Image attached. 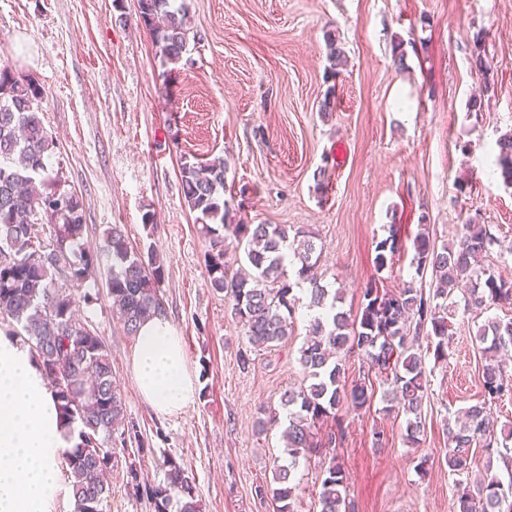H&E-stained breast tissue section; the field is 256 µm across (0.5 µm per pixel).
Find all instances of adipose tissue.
Masks as SVG:
<instances>
[{"label":"adipose tissue","mask_w":512,"mask_h":512,"mask_svg":"<svg viewBox=\"0 0 512 512\" xmlns=\"http://www.w3.org/2000/svg\"><path fill=\"white\" fill-rule=\"evenodd\" d=\"M131 364L156 412L194 403L182 338L167 316L141 324ZM76 437L28 346L0 335V512H50L61 490L58 461Z\"/></svg>","instance_id":"adipose-tissue-1"}]
</instances>
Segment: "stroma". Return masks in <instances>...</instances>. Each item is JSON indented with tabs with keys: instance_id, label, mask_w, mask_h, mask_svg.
<instances>
[{
	"instance_id": "obj_1",
	"label": "stroma",
	"mask_w": 512,
	"mask_h": 512,
	"mask_svg": "<svg viewBox=\"0 0 512 512\" xmlns=\"http://www.w3.org/2000/svg\"><path fill=\"white\" fill-rule=\"evenodd\" d=\"M191 33L177 70L165 65L137 0H0V67L44 87V124L56 141L60 184L84 202L91 248L123 225L134 248L154 247L165 268V313L182 338L196 399L161 414L139 395L131 370L134 338L106 291L76 308L105 342L125 414L151 446L145 482L164 481V457L183 462L202 512H275L254 487L272 478L282 426L258 434L260 408L286 413L280 395L303 379L299 350L308 333L300 293L292 336L254 347L225 294L210 286L209 242L181 194L182 156L228 162L224 197L234 221L288 224L315 232L318 272L357 312L367 282L395 291L415 280L413 240L453 243L469 219L500 244L483 259L512 279V185L495 164V141L512 132V0H186ZM491 65H470L476 30ZM339 35L347 61L328 68L325 35ZM402 43L405 67L392 59ZM336 108L323 114L328 91ZM481 97L480 111L470 109ZM155 221H144L145 213ZM397 226L384 269L375 245ZM492 314L448 312L447 360L425 352L427 395L419 444L380 398L341 407L346 431L336 455L357 512H451L457 487L445 456L446 424L482 394L484 358L475 335ZM249 366L240 363L241 354ZM388 442L378 445L374 432ZM323 455L300 460L295 512H316ZM102 512H153L126 487L117 463Z\"/></svg>"
}]
</instances>
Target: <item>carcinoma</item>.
I'll return each mask as SVG.
<instances>
[{
	"label": "carcinoma",
	"instance_id": "cac0c4a2",
	"mask_svg": "<svg viewBox=\"0 0 512 512\" xmlns=\"http://www.w3.org/2000/svg\"><path fill=\"white\" fill-rule=\"evenodd\" d=\"M141 23L150 31L157 52L166 63L178 65L188 50L190 19L186 0H138ZM329 69L345 62L336 33L326 34ZM472 67L485 76L490 65L485 56V35L472 37ZM43 87L30 75L0 68V323L24 336L37 356L59 408L69 425L76 426L78 442L65 452L67 478L74 512H101L109 493L105 475L112 460L125 456L127 487L144 494L154 512H202L188 471L175 458L163 460L164 483L151 486L141 478V468L129 455L134 444L142 453L149 444L136 423L126 417L123 398L112 379L111 356L102 338L76 317L75 291L92 301L89 289L98 287L97 252L84 246L87 232L83 200L56 184L48 169L54 140L45 127L40 102ZM497 160L506 182L512 184V133L496 142ZM226 160L194 162L180 159L182 194L202 233L209 241L206 266L210 285L228 294L235 317L247 327L252 343L268 346L288 340L293 332L296 298L287 265L297 266L299 280L309 284V306L328 308L326 316L310 319L309 337L300 348L303 384L285 390L280 405L288 410L283 430L286 463L273 462L272 482L255 493L271 498L276 512H294L298 486L292 471L302 459L345 441L341 425L317 437V426L346 404L361 410L371 404L373 385L360 375L348 386L339 355L352 349L361 353L367 372L383 378L387 412L406 417L405 437L416 444L424 424L422 407L427 391L425 361L415 352L425 340L434 346L435 359H444L448 347V308L460 284L467 309L488 311L512 305V281L480 268L477 256L489 254L499 244L484 224L460 227L455 245L441 246L424 233L413 243L415 274L431 272L432 292L409 284L395 292L368 285L363 288L360 315L336 309L339 295H330L315 270L321 252L313 232L286 224H228ZM49 233V240L42 234ZM233 237L243 249L251 273L228 276L224 242ZM102 251L111 258L105 287L112 310L129 336L137 335L141 322L164 313L160 286L164 265L156 252L143 254L131 247L119 224L103 233ZM483 366V401L468 408L465 420L448 425V473L469 474L476 466L473 445L483 442L504 465H512V423L494 416L491 406L512 399V366L501 353L512 348V318L487 319L475 336ZM319 512H355L348 497L344 469L330 460L324 467L318 492ZM455 512H512V497L503 489L487 455L483 473L473 485L459 486Z\"/></svg>",
	"mask_w": 512,
	"mask_h": 512
}]
</instances>
